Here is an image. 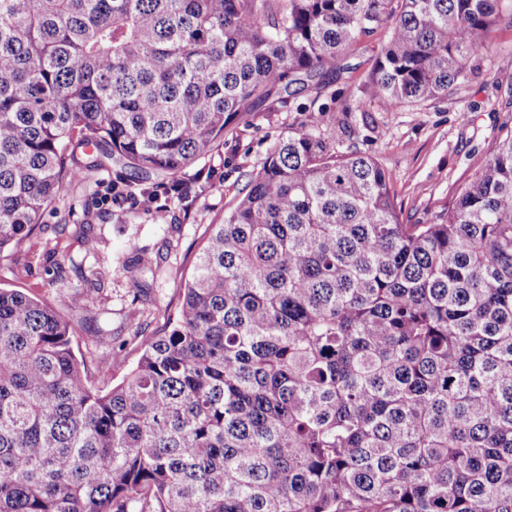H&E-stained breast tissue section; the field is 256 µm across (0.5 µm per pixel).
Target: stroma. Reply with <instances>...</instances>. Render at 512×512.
Segmentation results:
<instances>
[{
  "instance_id": "1",
  "label": "stroma",
  "mask_w": 512,
  "mask_h": 512,
  "mask_svg": "<svg viewBox=\"0 0 512 512\" xmlns=\"http://www.w3.org/2000/svg\"><path fill=\"white\" fill-rule=\"evenodd\" d=\"M502 4V18L486 34V51L448 98L387 109L365 103V85L390 36L380 28L319 89L286 97L274 111L258 110L214 144L180 177L178 190L161 197L163 219L130 200L103 202L108 187L129 178V169L116 163L67 183L36 231L0 253V287L56 306L74 328L75 353H84L88 336L101 328L102 346L126 355L112 371L113 382H121L140 354L134 333L162 332L168 308L179 304L206 226L223 222L276 143L304 123L335 137L339 151L373 156L391 176L405 222L433 223L479 171L502 128L512 127V0ZM78 224L90 225L94 251L74 236ZM77 262L82 272L74 271ZM137 281L143 284L139 293ZM79 292L97 321L67 306Z\"/></svg>"
}]
</instances>
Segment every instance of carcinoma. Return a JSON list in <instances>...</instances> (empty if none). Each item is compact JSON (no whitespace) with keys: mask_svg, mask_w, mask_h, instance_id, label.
Wrapping results in <instances>:
<instances>
[{"mask_svg":"<svg viewBox=\"0 0 512 512\" xmlns=\"http://www.w3.org/2000/svg\"><path fill=\"white\" fill-rule=\"evenodd\" d=\"M499 0H0V251L69 180L180 176L387 25L381 107L468 78ZM0 288V512H512V130L432 224L305 126L208 225L110 389ZM119 352H90L103 382Z\"/></svg>","mask_w":512,"mask_h":512,"instance_id":"obj_1","label":"carcinoma"}]
</instances>
